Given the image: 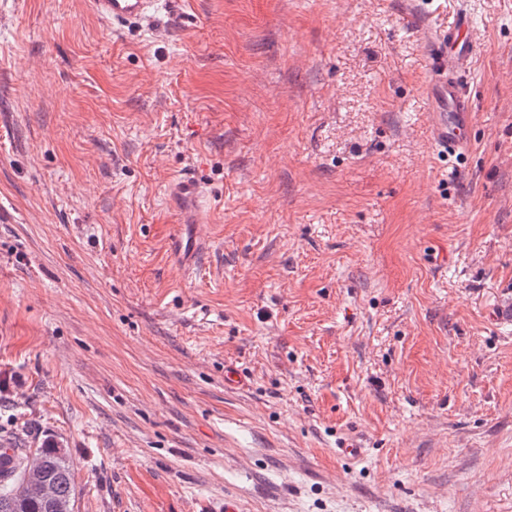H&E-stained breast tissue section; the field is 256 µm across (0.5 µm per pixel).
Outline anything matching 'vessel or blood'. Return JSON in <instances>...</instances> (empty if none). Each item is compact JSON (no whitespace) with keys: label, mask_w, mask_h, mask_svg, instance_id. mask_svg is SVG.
<instances>
[{"label":"vessel or blood","mask_w":512,"mask_h":512,"mask_svg":"<svg viewBox=\"0 0 512 512\" xmlns=\"http://www.w3.org/2000/svg\"><path fill=\"white\" fill-rule=\"evenodd\" d=\"M90 6L100 20L117 31L150 21L158 10V0H90ZM472 27L471 15L461 14L453 26L433 30L428 45L425 93L432 141L447 155L466 148L473 124V101L465 82V69L474 54ZM170 196L180 214L172 236L173 249L183 269L188 270L204 243L200 226L204 222L205 191L197 178L184 175L173 183Z\"/></svg>","instance_id":"vessel-or-blood-1"}]
</instances>
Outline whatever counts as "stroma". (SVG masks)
Listing matches in <instances>:
<instances>
[{
  "mask_svg": "<svg viewBox=\"0 0 512 512\" xmlns=\"http://www.w3.org/2000/svg\"><path fill=\"white\" fill-rule=\"evenodd\" d=\"M411 8L0 0V446L74 512H512V0H430L477 22L454 156ZM93 12L113 31L141 26L158 10L157 0H90ZM170 197L180 214L179 223L172 235V244L184 270H193L192 265L204 240L200 225L204 222L205 191L201 182L192 175H182L170 188Z\"/></svg>",
  "mask_w": 512,
  "mask_h": 512,
  "instance_id": "1",
  "label": "stroma"
}]
</instances>
